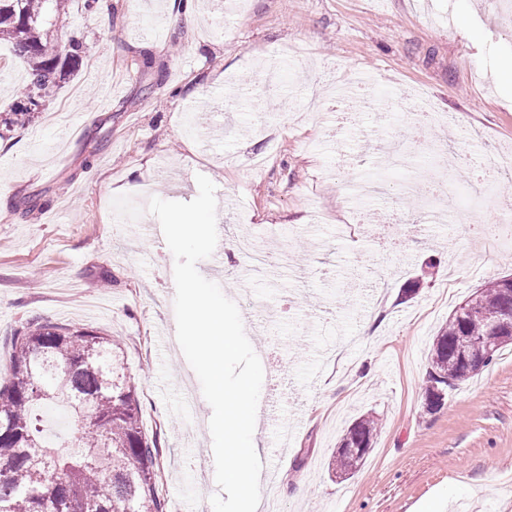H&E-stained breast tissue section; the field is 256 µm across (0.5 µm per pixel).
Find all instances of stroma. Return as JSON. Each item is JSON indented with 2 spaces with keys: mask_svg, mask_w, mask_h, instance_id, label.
<instances>
[{
  "mask_svg": "<svg viewBox=\"0 0 512 512\" xmlns=\"http://www.w3.org/2000/svg\"><path fill=\"white\" fill-rule=\"evenodd\" d=\"M111 0L103 22L72 0L51 39L83 44L74 76L22 126L0 128V383L8 342L42 318L119 340L143 430L159 436L168 512H212V409L176 339L174 257L140 227L151 197L216 186L222 237L241 252L197 268L239 307L278 383L276 422L254 442L258 512H512V346L425 408L432 342L453 309L512 275V6L505 0ZM0 43V113L26 85ZM445 125L404 168L416 93ZM375 174L356 203L347 172ZM144 210L117 220L111 201ZM421 279L416 295L400 289ZM380 425L362 469L336 478L352 421Z\"/></svg>",
  "mask_w": 512,
  "mask_h": 512,
  "instance_id": "1",
  "label": "stroma"
}]
</instances>
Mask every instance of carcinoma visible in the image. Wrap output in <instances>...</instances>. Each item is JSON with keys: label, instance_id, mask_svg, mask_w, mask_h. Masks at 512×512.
<instances>
[{"label": "carcinoma", "instance_id": "1", "mask_svg": "<svg viewBox=\"0 0 512 512\" xmlns=\"http://www.w3.org/2000/svg\"><path fill=\"white\" fill-rule=\"evenodd\" d=\"M67 0H0V40L15 46L29 82L14 110L23 125L42 94L74 73L82 43L57 44L45 27L66 13ZM506 278L494 279L459 305L434 339L429 409L477 371L463 361L468 336H483L489 315L502 309ZM120 344L84 328L33 319L11 338V378L0 385V512H167L159 491L160 448L142 429L135 382L121 372ZM57 406L77 416L73 451L61 454L42 436L40 409ZM377 419L362 415L336 449L335 474H355L368 451L348 449L375 437Z\"/></svg>", "mask_w": 512, "mask_h": 512}]
</instances>
